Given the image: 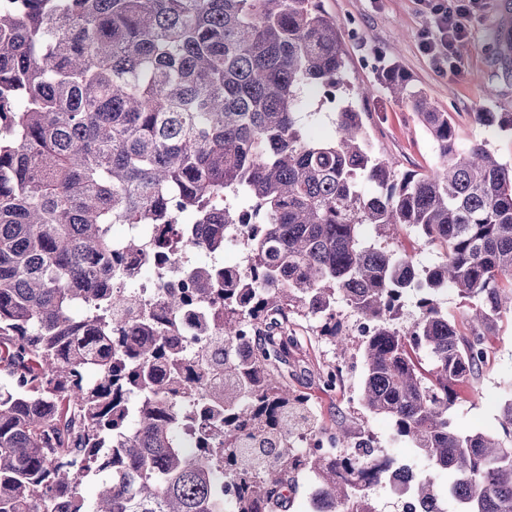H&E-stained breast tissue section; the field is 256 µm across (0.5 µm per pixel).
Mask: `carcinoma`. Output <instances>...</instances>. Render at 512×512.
Returning <instances> with one entry per match:
<instances>
[{
    "mask_svg": "<svg viewBox=\"0 0 512 512\" xmlns=\"http://www.w3.org/2000/svg\"><path fill=\"white\" fill-rule=\"evenodd\" d=\"M345 68L341 25L320 0L0 9V512H224L226 473L234 512H285L287 476L302 469L333 512H373L383 467L356 443L368 430L338 427L334 457L291 447L324 428L286 380L291 337L266 329L273 312L286 322L319 310L340 346L339 301L371 323L366 412L448 475L460 512H512V399L503 438L460 432L451 415L512 314V167L484 141L459 143L450 115L394 67L380 87L420 117L436 171L398 176L349 101L314 135L305 98L345 94ZM474 119L512 130L511 112ZM244 216L242 277L200 266L161 308L122 320L113 225L154 224L163 250L182 225L186 249L218 254L224 225ZM365 224L406 226L441 260L420 275L405 245L365 244ZM449 289L476 301L462 327L440 307ZM409 297L417 314L402 328ZM89 299L112 316L74 318ZM194 303L214 313L210 345L189 353L176 337ZM414 493L440 499L432 477Z\"/></svg>",
    "mask_w": 512,
    "mask_h": 512,
    "instance_id": "carcinoma-1",
    "label": "carcinoma"
}]
</instances>
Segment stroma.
<instances>
[{
  "label": "stroma",
  "mask_w": 512,
  "mask_h": 512,
  "mask_svg": "<svg viewBox=\"0 0 512 512\" xmlns=\"http://www.w3.org/2000/svg\"><path fill=\"white\" fill-rule=\"evenodd\" d=\"M324 10L342 27V48L347 66L345 80L358 89L377 85L386 68L399 67L422 89L432 103L448 112L460 142L486 140L503 163L512 165V133L477 124L475 112L512 113V0H481L466 18L469 52L456 68L440 72L433 68L421 48L426 32L434 28L433 16L422 0H321ZM354 106L367 113L366 132L374 153L397 172H426L437 164L432 142L417 115L406 105L384 94L364 99L354 96ZM337 310L349 349L338 356L328 337L315 323L294 318L302 341L291 350L288 382L310 397L319 426L335 429L337 423L367 426L386 440L391 453L401 459L414 458L405 443L389 438V421L368 414L359 402L363 378L360 336L353 330L354 312L345 304ZM491 361L485 364L472 387L463 391L452 413L456 426L501 434L500 410L512 398V317L504 316L489 339ZM345 372L342 390L322 392L318 372L329 365Z\"/></svg>",
  "instance_id": "stroma-1"
}]
</instances>
